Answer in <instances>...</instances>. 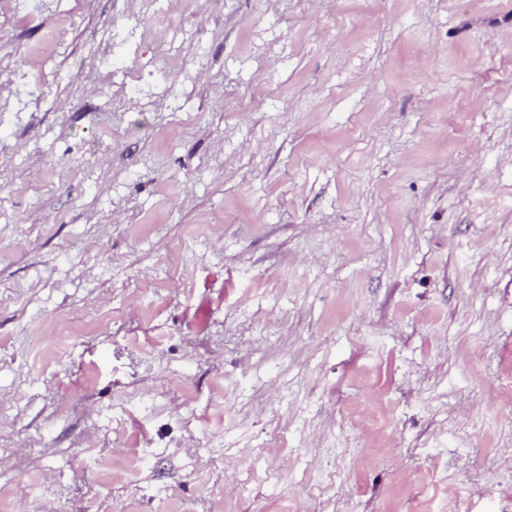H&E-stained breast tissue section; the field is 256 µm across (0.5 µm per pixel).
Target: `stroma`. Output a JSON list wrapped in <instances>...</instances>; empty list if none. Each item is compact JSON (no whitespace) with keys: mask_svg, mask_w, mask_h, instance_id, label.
Returning <instances> with one entry per match:
<instances>
[{"mask_svg":"<svg viewBox=\"0 0 512 512\" xmlns=\"http://www.w3.org/2000/svg\"><path fill=\"white\" fill-rule=\"evenodd\" d=\"M512 0L0 11V512H512Z\"/></svg>","mask_w":512,"mask_h":512,"instance_id":"obj_1","label":"stroma"}]
</instances>
